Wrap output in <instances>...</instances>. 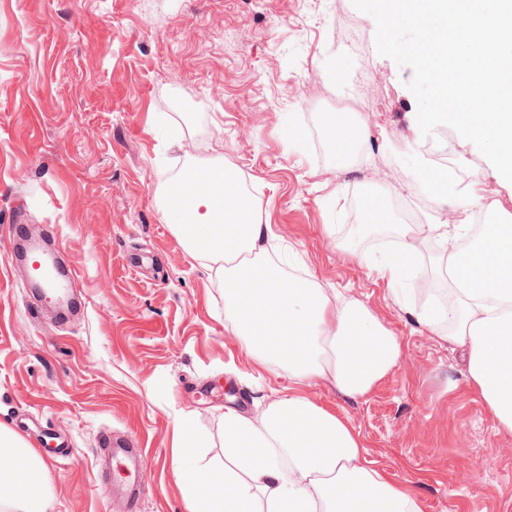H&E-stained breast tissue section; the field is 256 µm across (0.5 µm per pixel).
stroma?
<instances>
[{"instance_id": "stroma-1", "label": "stroma", "mask_w": 512, "mask_h": 512, "mask_svg": "<svg viewBox=\"0 0 512 512\" xmlns=\"http://www.w3.org/2000/svg\"><path fill=\"white\" fill-rule=\"evenodd\" d=\"M374 18L352 0H0V424L34 448L40 417L72 450L46 460L53 512H125L99 485L102 437L147 455L137 512H188L177 422L224 461V410L260 412L299 392L336 410L378 471L413 486L421 512H512V435L471 382L464 346L420 322V295L452 296L444 247L392 283L381 262L407 221L401 200L432 163L406 83L381 56ZM361 125L356 161L337 158L334 99ZM461 185L512 216L476 146L448 133ZM200 162L238 170L262 223L292 255L286 273L364 303L401 345L397 366L352 399L259 364L224 319V282L163 220L164 184ZM390 219L363 232L357 191ZM12 224L56 227L84 308L30 314Z\"/></svg>"}]
</instances>
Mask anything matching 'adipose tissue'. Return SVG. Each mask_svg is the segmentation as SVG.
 Wrapping results in <instances>:
<instances>
[{"mask_svg": "<svg viewBox=\"0 0 512 512\" xmlns=\"http://www.w3.org/2000/svg\"><path fill=\"white\" fill-rule=\"evenodd\" d=\"M209 188L176 211L174 232L188 252L217 265L224 317L263 364L301 382L331 381L345 396L367 395L398 363L401 346L359 301L318 285L293 286L268 257L270 225L254 214L231 166L212 168ZM399 248L384 268L399 282L414 268L422 238L460 240L462 224H401ZM456 303L422 313L448 322L467 345L475 388L512 434V222L501 219L462 254L444 257ZM180 455L194 476L181 487L188 512H420L412 487L373 468L360 435L335 411L293 393L261 416L224 412V464H201V439L187 423ZM0 512H52L39 452L0 427Z\"/></svg>", "mask_w": 512, "mask_h": 512, "instance_id": "1", "label": "adipose tissue"}]
</instances>
